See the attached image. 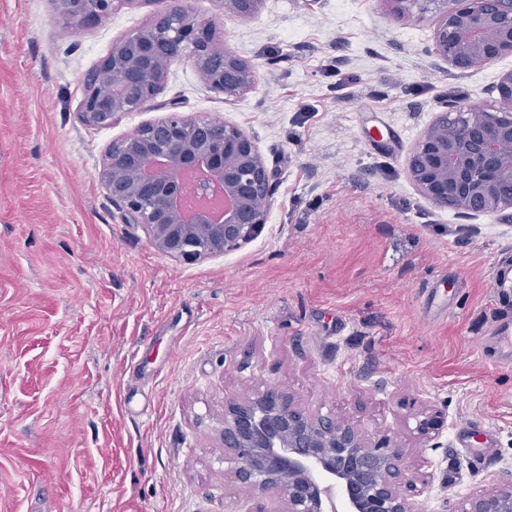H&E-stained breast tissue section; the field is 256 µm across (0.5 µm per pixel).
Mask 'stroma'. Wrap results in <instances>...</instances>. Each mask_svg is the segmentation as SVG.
<instances>
[{
    "label": "stroma",
    "mask_w": 512,
    "mask_h": 512,
    "mask_svg": "<svg viewBox=\"0 0 512 512\" xmlns=\"http://www.w3.org/2000/svg\"><path fill=\"white\" fill-rule=\"evenodd\" d=\"M256 66L225 100L192 53L153 101L83 123L88 75L152 23L129 0L66 24L54 0H0V512H286L224 459V403L266 387L307 415L389 435L423 512L512 472V225L418 191L406 161L442 99L495 101L512 57L460 72L431 54L438 0H187ZM251 136L270 174L262 231L187 263L128 224L99 179L112 143L170 112ZM441 426L421 434L419 420ZM484 431L477 460L460 428Z\"/></svg>",
    "instance_id": "obj_1"
}]
</instances>
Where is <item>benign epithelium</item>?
<instances>
[{
	"mask_svg": "<svg viewBox=\"0 0 512 512\" xmlns=\"http://www.w3.org/2000/svg\"><path fill=\"white\" fill-rule=\"evenodd\" d=\"M66 23L98 22L134 0H56ZM260 0H223L224 14H251ZM433 52L452 68L512 57V0H444ZM209 23L183 0H168L155 20L112 46L79 105L82 122L107 127L145 108L171 63L192 49L206 85L226 97L251 90L255 66L229 51L212 62ZM500 106L474 111L442 102L408 159L421 194L466 217L512 221V70L493 86ZM201 169L194 213L184 216L182 175ZM99 178L128 224H139L161 253L185 261L223 254L265 224L271 188L254 140L235 126L174 113L109 147ZM224 447L245 483L283 495L287 512H419L417 482L402 469L391 438L368 441L331 417L312 418L292 396L268 388L224 406ZM453 512H512V479L458 502Z\"/></svg>",
	"mask_w": 512,
	"mask_h": 512,
	"instance_id": "obj_1",
	"label": "benign epithelium"
}]
</instances>
